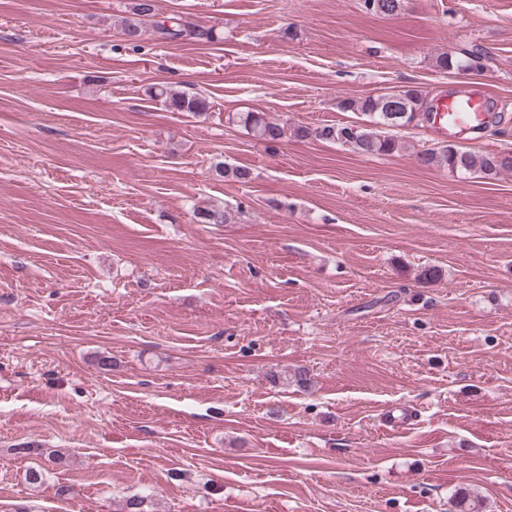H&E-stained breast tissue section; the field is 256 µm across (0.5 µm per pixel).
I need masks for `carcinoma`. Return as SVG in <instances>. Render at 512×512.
I'll list each match as a JSON object with an SVG mask.
<instances>
[{
  "mask_svg": "<svg viewBox=\"0 0 512 512\" xmlns=\"http://www.w3.org/2000/svg\"><path fill=\"white\" fill-rule=\"evenodd\" d=\"M364 7L375 13L393 15L402 8V0H364ZM152 28L157 40L162 43L184 41H206L214 39L213 30L201 27L179 14L159 15L156 0H132L129 16L121 23V34L125 41L135 44L141 40L147 28ZM482 51L467 52L459 57L442 54L436 66L444 71L465 73L480 65ZM149 96L169 112H187L203 115L211 108L209 100L198 94H188L172 89L166 83H157L148 88ZM431 101L421 90L412 87L395 93H386L364 99H343L339 106L344 110L360 111L369 117L363 126L324 125L317 128L298 126L293 135L299 139L315 137L347 144L361 155L391 154L400 148L393 128L411 124L428 113ZM234 122L244 126L259 140L273 144L286 136L285 126L269 120L258 111L237 112ZM423 166H443L450 171H479L485 175L512 172V151L477 155L454 144L438 148L423 149L417 153ZM194 217L201 224H224L228 221L226 211L215 207H199Z\"/></svg>",
  "mask_w": 512,
  "mask_h": 512,
  "instance_id": "1",
  "label": "carcinoma"
}]
</instances>
